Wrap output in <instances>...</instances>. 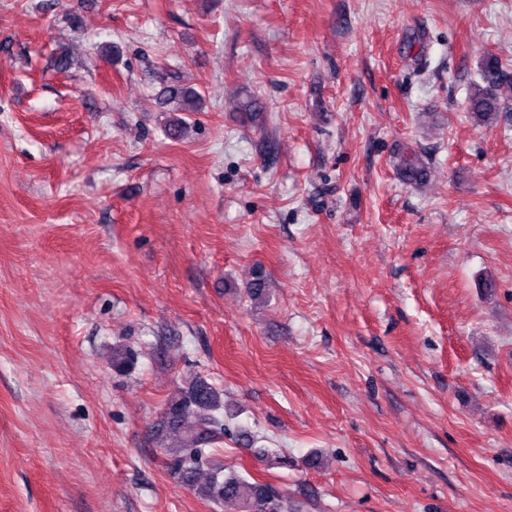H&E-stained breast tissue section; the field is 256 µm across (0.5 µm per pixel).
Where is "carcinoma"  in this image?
<instances>
[{
  "mask_svg": "<svg viewBox=\"0 0 512 512\" xmlns=\"http://www.w3.org/2000/svg\"><path fill=\"white\" fill-rule=\"evenodd\" d=\"M478 77L471 87L468 109L484 121L506 109L497 93L506 77L499 58L484 56ZM163 93L178 112H196L202 100L199 91L178 84L164 86ZM394 166L399 178L410 185H425L431 177L429 158L415 149L399 153ZM159 427L171 439L164 448L170 474L195 495L221 509L231 504L236 512H284L288 507L271 487L237 474L224 475V466L205 452L206 446L224 439V397L203 378L190 377L178 387L168 399Z\"/></svg>",
  "mask_w": 512,
  "mask_h": 512,
  "instance_id": "obj_1",
  "label": "carcinoma"
}]
</instances>
